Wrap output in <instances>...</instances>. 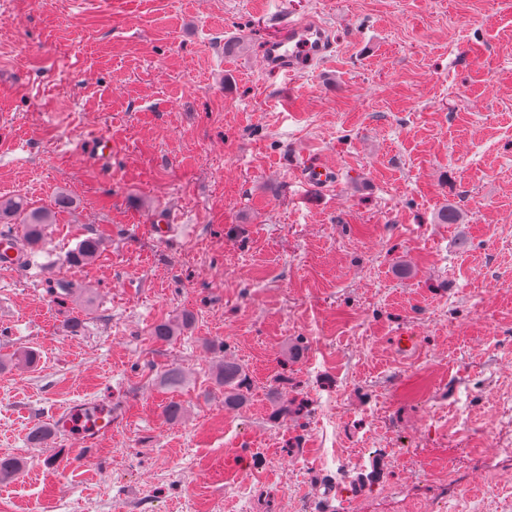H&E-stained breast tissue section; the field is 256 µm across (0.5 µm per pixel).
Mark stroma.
I'll return each instance as SVG.
<instances>
[{"instance_id": "stroma-1", "label": "stroma", "mask_w": 512, "mask_h": 512, "mask_svg": "<svg viewBox=\"0 0 512 512\" xmlns=\"http://www.w3.org/2000/svg\"><path fill=\"white\" fill-rule=\"evenodd\" d=\"M287 13L334 53L271 78ZM315 162L334 185L303 182ZM61 192L43 248L0 269V456L22 463L0 512H512V0H0V196ZM90 236L100 257L67 264ZM76 402L111 437L30 441ZM355 448L373 488L324 493ZM216 379L224 387V405L241 406L245 398L244 390L249 386L248 374L243 367L224 357L216 367Z\"/></svg>"}]
</instances>
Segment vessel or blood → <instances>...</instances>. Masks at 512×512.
<instances>
[{
    "label": "vessel or blood",
    "instance_id": "b4317fda",
    "mask_svg": "<svg viewBox=\"0 0 512 512\" xmlns=\"http://www.w3.org/2000/svg\"><path fill=\"white\" fill-rule=\"evenodd\" d=\"M301 22L284 19L277 23L275 33L263 46L265 72L274 76L291 77L322 61L333 47L332 36H325L322 44L314 49L297 47V33ZM26 263L23 242L18 234L0 236V268L17 270ZM91 406L87 403L62 407L53 414L56 434L77 439L84 448L98 447L112 433V411L103 409L95 419H88ZM86 417V424H79V417Z\"/></svg>",
    "mask_w": 512,
    "mask_h": 512
}]
</instances>
